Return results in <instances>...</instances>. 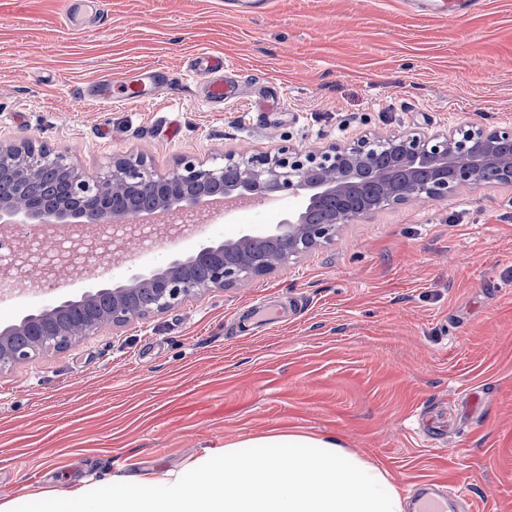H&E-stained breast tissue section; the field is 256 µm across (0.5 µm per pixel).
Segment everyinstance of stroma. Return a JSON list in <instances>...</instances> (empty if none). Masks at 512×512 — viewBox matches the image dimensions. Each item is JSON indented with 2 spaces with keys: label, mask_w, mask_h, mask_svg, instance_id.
Returning a JSON list of instances; mask_svg holds the SVG:
<instances>
[{
  "label": "stroma",
  "mask_w": 512,
  "mask_h": 512,
  "mask_svg": "<svg viewBox=\"0 0 512 512\" xmlns=\"http://www.w3.org/2000/svg\"><path fill=\"white\" fill-rule=\"evenodd\" d=\"M202 54L223 56L253 111L203 103L188 73ZM162 68L180 83L126 99ZM106 78L112 105L85 97ZM461 123L512 125V0L443 19L403 0L250 16L238 0H0V146L29 139L89 180L119 157L165 175L185 157ZM276 220L238 210L162 252ZM157 255L0 299V323ZM288 432L336 437L399 492L438 479L473 512H512V185L373 213L265 277L0 371V501Z\"/></svg>",
  "instance_id": "obj_1"
}]
</instances>
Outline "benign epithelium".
Masks as SVG:
<instances>
[{
	"label": "benign epithelium",
	"mask_w": 512,
	"mask_h": 512,
	"mask_svg": "<svg viewBox=\"0 0 512 512\" xmlns=\"http://www.w3.org/2000/svg\"><path fill=\"white\" fill-rule=\"evenodd\" d=\"M495 172L512 184V126L487 128L469 123L428 134L408 129L385 137L362 135L346 144L315 151L283 145L271 154L243 150L204 167L185 158L179 167L157 175L141 159H117L95 181L83 178L59 157L35 150L28 139L0 147V180L14 185V197L0 198V233L18 224H67L84 237L126 224H154L159 230L176 218L198 224L248 204L257 194L268 203L288 200V212L274 225L248 227L222 240H207L195 250L171 257L120 284L85 291L78 300H55L0 325V370L63 350L107 327L162 314L199 294L235 287L328 244L353 220L400 205L424 206L446 200L464 187L487 185ZM147 191L156 199L149 210L130 204ZM280 245L278 253L258 258L254 243ZM198 265L204 280L192 277ZM152 283L146 309L136 300L142 284ZM85 305L94 316L77 324L69 307Z\"/></svg>",
	"instance_id": "obj_1"
}]
</instances>
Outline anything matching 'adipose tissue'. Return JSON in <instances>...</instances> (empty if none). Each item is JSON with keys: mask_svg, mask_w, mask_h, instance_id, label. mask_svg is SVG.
<instances>
[{"mask_svg": "<svg viewBox=\"0 0 512 512\" xmlns=\"http://www.w3.org/2000/svg\"><path fill=\"white\" fill-rule=\"evenodd\" d=\"M0 512H404L386 470L333 437L259 436L205 450L179 468L104 474Z\"/></svg>", "mask_w": 512, "mask_h": 512, "instance_id": "ef3b65f1", "label": "adipose tissue"}]
</instances>
